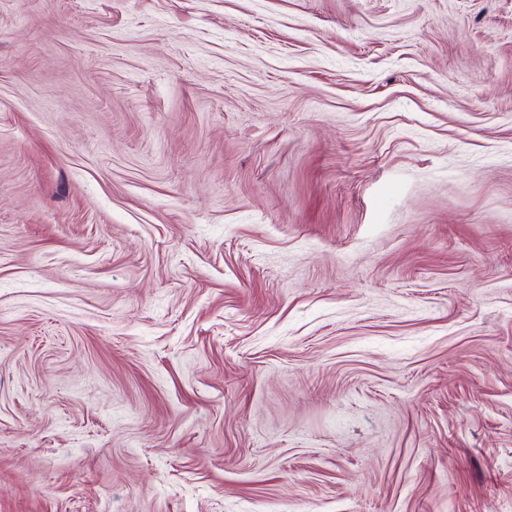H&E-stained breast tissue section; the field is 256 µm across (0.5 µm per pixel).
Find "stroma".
<instances>
[{
	"label": "stroma",
	"mask_w": 512,
	"mask_h": 512,
	"mask_svg": "<svg viewBox=\"0 0 512 512\" xmlns=\"http://www.w3.org/2000/svg\"><path fill=\"white\" fill-rule=\"evenodd\" d=\"M0 512H512V0H0Z\"/></svg>",
	"instance_id": "1"
}]
</instances>
